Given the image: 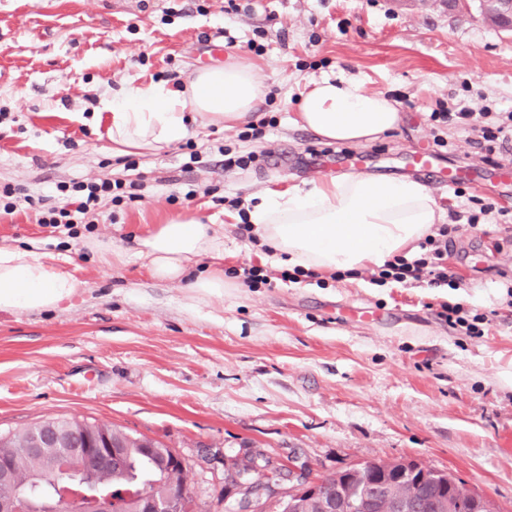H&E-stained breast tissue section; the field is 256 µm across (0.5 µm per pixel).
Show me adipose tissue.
<instances>
[{"instance_id": "1", "label": "adipose tissue", "mask_w": 512, "mask_h": 512, "mask_svg": "<svg viewBox=\"0 0 512 512\" xmlns=\"http://www.w3.org/2000/svg\"><path fill=\"white\" fill-rule=\"evenodd\" d=\"M264 92L257 70L234 58L196 69L183 91L157 83L102 100L97 114L112 151L155 152L199 128L244 123ZM394 103L368 92L356 79L311 81L296 123L331 142L365 145L396 128ZM247 216L278 260L319 274L383 265L413 248L442 223L429 188L412 178L345 174L310 187L267 190L247 204ZM136 254L156 280L189 278L191 303L224 296V235L190 217L154 227L137 241ZM210 270L190 277L193 263ZM71 260L47 252L0 247V313L40 311L69 301L81 288Z\"/></svg>"}]
</instances>
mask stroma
<instances>
[{"instance_id": "stroma-1", "label": "stroma", "mask_w": 512, "mask_h": 512, "mask_svg": "<svg viewBox=\"0 0 512 512\" xmlns=\"http://www.w3.org/2000/svg\"><path fill=\"white\" fill-rule=\"evenodd\" d=\"M257 66L267 92L252 117L261 140L209 126L158 153L113 156L95 122L102 94L164 83L183 89L217 59ZM359 80L402 115L397 128L339 148L294 124L310 80ZM512 111V35L441 0H0V190L31 202L0 214V245L70 257L84 289L60 307L0 314V432L45 420L104 423L163 442L184 460L192 512H230L224 464L255 450L317 482L367 461L414 460L512 512V189L449 185L448 176L512 168L441 112ZM345 150L349 165L333 162ZM268 152L224 167L225 154ZM431 151L436 205L460 225L448 253L458 288L383 286L371 271L281 281L283 264L229 215L249 199L338 174L405 177ZM200 161L190 164V154ZM141 183V200L105 201L94 224L40 223L38 199L64 203L88 181ZM480 227L467 229L471 215ZM185 216L220 225L224 267L264 268L270 284L191 304L150 278L136 240ZM103 237L128 260L84 249ZM494 311L480 336L439 320L434 304ZM357 306L371 324L340 315Z\"/></svg>"}]
</instances>
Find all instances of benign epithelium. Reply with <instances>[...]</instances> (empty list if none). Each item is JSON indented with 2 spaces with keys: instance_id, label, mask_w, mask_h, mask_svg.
<instances>
[{
  "instance_id": "7a95c632",
  "label": "benign epithelium",
  "mask_w": 512,
  "mask_h": 512,
  "mask_svg": "<svg viewBox=\"0 0 512 512\" xmlns=\"http://www.w3.org/2000/svg\"><path fill=\"white\" fill-rule=\"evenodd\" d=\"M480 16L490 26L512 32V0H477ZM25 447L33 452L38 448H57L59 454L50 468L36 474L35 479L48 485L51 495L33 498L26 491V484L17 482L9 462L0 459V486L12 488L11 493L0 495V512H75L90 493L100 491V478L121 466L124 456L121 445L113 442L110 434L99 423L75 420L67 426L47 421L29 428ZM79 457L91 470L86 482L76 481L70 461ZM184 467L183 459L173 450L158 460V470L165 476ZM377 472H394L401 481H409L415 474L425 476L421 466L414 461H389L377 466ZM241 497L239 512H263L262 485L256 482L239 483ZM319 483L301 482L289 494L314 499L321 512H415L413 494L390 495L385 486L365 481L360 484L358 498L349 502L342 495L321 496ZM130 495L137 501L139 512H186L185 492H176L164 500H157L144 489H132Z\"/></svg>"
}]
</instances>
